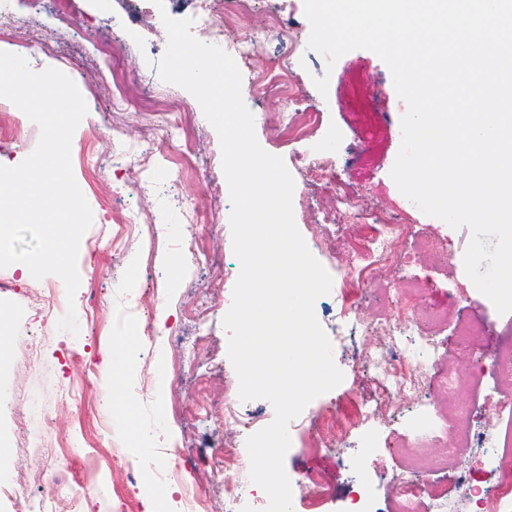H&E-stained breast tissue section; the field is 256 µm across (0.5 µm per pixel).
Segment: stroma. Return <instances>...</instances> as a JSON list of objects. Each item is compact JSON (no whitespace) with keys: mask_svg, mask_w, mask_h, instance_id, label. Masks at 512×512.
Returning a JSON list of instances; mask_svg holds the SVG:
<instances>
[{"mask_svg":"<svg viewBox=\"0 0 512 512\" xmlns=\"http://www.w3.org/2000/svg\"><path fill=\"white\" fill-rule=\"evenodd\" d=\"M278 11L299 41L293 56L290 87L269 84L256 90L243 83L242 98L261 114L255 124L260 146L291 163L294 153L337 154L336 171L353 197L372 212H382L403 195L390 172L401 141V117L407 106L398 97L391 72L373 52L356 49L334 67L309 50L311 27L304 0H252L247 21L262 24L268 10ZM191 0H164L143 9L140 0H71L59 14L56 0H0V51L27 59L33 71L56 68L82 92L87 113L71 143L75 180L93 212L82 238L75 295L78 333L43 323L45 292L63 288L62 279L21 277L14 266L0 268L1 326L12 343L13 360L6 383L15 393L35 396L46 413L20 425L0 410V441L9 452L0 465V482L14 489L0 495V512H22L38 503L46 487L45 467L66 478L57 512H144L148 495L165 496L169 512H197L203 494L207 512H225L224 485L239 480L213 449L233 443L245 451L250 434L269 425L272 405L263 399L240 403L247 429H224V382L234 376L223 318L231 307L240 262L233 252L231 199L226 179L211 181V168L222 165L218 135L198 101L185 89L163 82L157 62L167 47L162 15L190 16ZM328 77L327 92L315 78ZM318 105L327 127L341 139L317 135L305 139L280 127L272 113L287 89ZM173 126L174 149L153 142L157 128ZM38 125L12 102H0V165L20 164L36 147ZM135 218L134 233L115 223V213ZM435 279L433 299L444 305L448 291L468 286L463 264L426 265L410 270ZM315 316L333 346V359L347 370L355 357L356 335L340 318L335 294L319 297ZM496 318L495 331L482 345L492 357L498 334L512 326V312L497 313L486 296L470 290L448 316L436 337L435 365L448 360V347L460 318ZM154 332H143L146 318ZM130 340L121 354L122 387L118 399L102 389L112 371L106 360L113 340ZM37 352H29L31 341ZM325 396L312 400L288 431L291 446L284 459L292 486V512H351L358 484L372 491L371 512H394L393 488L404 476L402 456L387 457L383 468L351 470L367 440L383 443L403 434L415 411L384 407L348 441L304 452L313 416ZM210 479L196 486L198 468ZM333 477L335 491L309 506L303 481L308 468ZM179 472L180 482L166 476ZM442 495V512H474L454 467L430 478Z\"/></svg>","mask_w":512,"mask_h":512,"instance_id":"35a3bbf8","label":"stroma"}]
</instances>
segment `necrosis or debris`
<instances>
[{"instance_id":"1","label":"necrosis or debris","mask_w":512,"mask_h":512,"mask_svg":"<svg viewBox=\"0 0 512 512\" xmlns=\"http://www.w3.org/2000/svg\"><path fill=\"white\" fill-rule=\"evenodd\" d=\"M193 4L197 34L208 43L225 46L239 66H251L269 35L292 39L274 17L266 29L241 28L235 41L225 44L219 20L244 17L246 0H193ZM294 164L321 184L329 197L321 221L333 225L336 239L326 247L341 253L336 271L347 321L367 338L353 365L373 367L380 388L373 402H360L356 417L339 415L331 423L315 417L308 443L328 445L348 436L360 420L378 415L383 406L419 401L415 422L391 442L407 458L406 473L396 488L398 512H439L428 476L448 463L457 465L477 512H505L506 506H512V338L502 341L493 360L484 363L477 349L485 324L460 321L459 339L448 352V369L433 376L421 352L432 347L434 334L447 324L448 310L431 305L432 282L413 278L406 270L432 260L455 262L456 252L438 237L420 235L413 223L396 222L386 214L368 216L359 199L341 186L330 160L306 154L296 156ZM365 292L373 295V306L359 301V294ZM416 334L421 343L415 347L410 338ZM489 374L507 391L486 398L483 426L474 431L465 421L466 406L455 393ZM426 386L432 396L424 400L420 394ZM478 474L488 475L487 485L474 484Z\"/></svg>"}]
</instances>
